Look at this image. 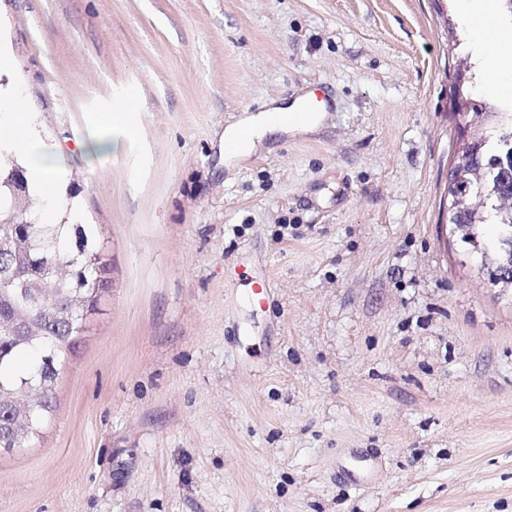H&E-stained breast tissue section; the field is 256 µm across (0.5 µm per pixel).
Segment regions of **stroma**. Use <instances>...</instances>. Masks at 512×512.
<instances>
[{"label": "stroma", "mask_w": 512, "mask_h": 512, "mask_svg": "<svg viewBox=\"0 0 512 512\" xmlns=\"http://www.w3.org/2000/svg\"><path fill=\"white\" fill-rule=\"evenodd\" d=\"M0 43L105 264L0 512H512V290L448 222L456 0H0ZM309 91L317 130L225 166ZM313 100L314 97L302 101L297 100L270 111L259 112L237 126L228 128L224 132V145L235 143V149L238 151L227 152L224 149V155L228 158L248 155L253 151L256 144L260 143L268 134L282 132L285 129L301 132L313 131L319 125L323 112H310V110L304 108L302 112H310L306 120L294 121L291 118L293 113L302 109L305 102H308L317 110H324L325 103L323 101H315L313 104ZM275 115L278 116L277 119L274 117ZM244 128L247 129L248 136L245 139H240V130ZM98 129L99 135L89 145V148L103 155H112L118 148L120 141L126 139L130 133V130L119 119L112 117V114L106 115L103 118Z\"/></svg>", "instance_id": "obj_1"}]
</instances>
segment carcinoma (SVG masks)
Segmentation results:
<instances>
[{
	"label": "carcinoma",
	"instance_id": "1",
	"mask_svg": "<svg viewBox=\"0 0 512 512\" xmlns=\"http://www.w3.org/2000/svg\"><path fill=\"white\" fill-rule=\"evenodd\" d=\"M461 83L467 139L458 143L448 178V223L459 240L478 247L481 228L494 224L495 240L483 246L481 264L496 277L509 257L512 236V111L498 112L471 98L474 66L456 69ZM25 169L0 166V271L16 286L0 287V450L24 448L41 435L54 411L60 367L78 343L103 291L104 266L94 225L38 222Z\"/></svg>",
	"mask_w": 512,
	"mask_h": 512
}]
</instances>
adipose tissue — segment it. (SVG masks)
Segmentation results:
<instances>
[{"instance_id": "1", "label": "adipose tissue", "mask_w": 512, "mask_h": 512, "mask_svg": "<svg viewBox=\"0 0 512 512\" xmlns=\"http://www.w3.org/2000/svg\"><path fill=\"white\" fill-rule=\"evenodd\" d=\"M458 10L468 24L471 34L486 46H497L499 53L512 50V35L490 24L494 0H458ZM295 101L266 112L252 115L241 126L224 132L225 143L235 144L238 156L250 154L257 143L268 134L286 129L310 132L317 128L322 115V102L307 119L296 121L292 115L302 109ZM22 157L31 186L46 203L44 221H51L56 209V189L63 178V169L55 152L46 149L35 136L29 122L28 102L23 83H15L7 97H0V152Z\"/></svg>"}]
</instances>
